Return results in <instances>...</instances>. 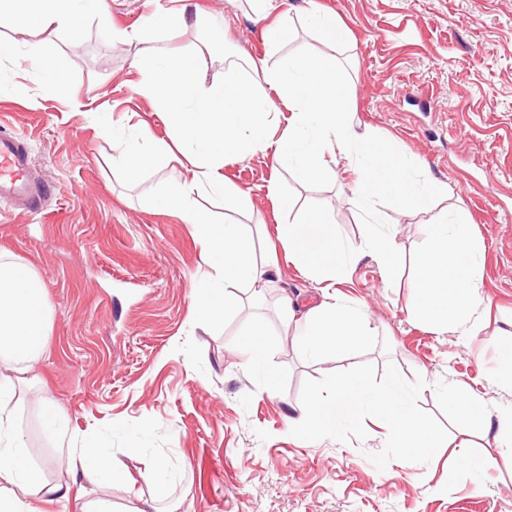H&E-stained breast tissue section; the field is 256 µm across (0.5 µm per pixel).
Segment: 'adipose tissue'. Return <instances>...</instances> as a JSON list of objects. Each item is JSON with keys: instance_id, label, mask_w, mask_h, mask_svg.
<instances>
[{"instance_id": "obj_1", "label": "adipose tissue", "mask_w": 512, "mask_h": 512, "mask_svg": "<svg viewBox=\"0 0 512 512\" xmlns=\"http://www.w3.org/2000/svg\"><path fill=\"white\" fill-rule=\"evenodd\" d=\"M90 18L101 29L113 26L104 0H0V29H26L38 35L21 49L1 51L0 62L20 60L61 76L40 37L80 32ZM184 24L183 13L160 7L149 17L146 32H169ZM146 32H126L117 40L134 50V98L149 102L169 135L157 139L148 122H137L114 145L112 165L132 182L150 163L175 151L184 156L186 164L169 183L164 204L182 223L198 226L202 262L222 283L221 288L195 293L199 310L208 318L223 317L228 304L224 288L260 284L265 273L245 225L215 220L199 203L200 198L213 196L232 200L237 209H249L248 192L231 188L225 180L228 160L241 161L263 150L270 152L275 169L290 168L302 179L314 180L327 161L340 158L354 172L353 187L362 199L388 194L399 205L424 212L431 211L435 198L444 194V186L409 175L408 162L392 141L376 140L369 129L345 119L340 110L343 80L328 59L286 57L273 69L254 64L248 75L229 67L223 82L206 86L200 74L207 66V45L171 53L147 46ZM281 111L289 112L290 118L274 139L269 118ZM306 225L315 230L318 247L305 242ZM281 243L292 261L320 282L348 271L351 251L325 211H310L302 225H289ZM477 265L466 224L434 219L419 274L411 283L415 315L467 322L483 302L475 283ZM373 333L366 313L335 295L310 304L304 316V334L317 353L343 352ZM48 335L40 277L26 264L0 253V363L9 362L15 373L25 374L29 362L45 348ZM14 395L13 379L0 376V512H35L30 504L34 496L49 502L75 500V512H118L111 497L73 498L69 483L41 480L28 468L26 445L15 425ZM64 465L91 484L126 470L122 460L98 448L83 449L67 457Z\"/></svg>"}]
</instances>
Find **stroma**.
<instances>
[{
    "label": "stroma",
    "mask_w": 512,
    "mask_h": 512,
    "mask_svg": "<svg viewBox=\"0 0 512 512\" xmlns=\"http://www.w3.org/2000/svg\"><path fill=\"white\" fill-rule=\"evenodd\" d=\"M106 2L122 31L141 29L158 3L186 7L188 28L156 35L155 44L175 52L210 44L208 83L223 80L241 48L270 68L286 56L336 62L347 116L396 141L413 167L447 185L435 213L471 227L484 303L463 325L416 320L409 282L432 215L379 199L374 213L392 230L399 256L387 270L365 245L372 227L344 160L306 182L274 170L270 154L258 151L224 166L228 182L251 196V210L235 219L262 250L308 208L328 211L354 252L335 289L367 311L375 334L341 354L310 355L296 327L282 323L279 304L287 295L306 307L317 291L284 249L270 298L254 299L244 285L232 290L235 305L223 320L203 319L192 291L213 282L199 230L159 202L183 157L173 154L128 183L113 170L112 141L102 134L145 120L157 138L167 136L150 105L129 97L130 51L91 22L76 42L64 31L45 36L50 54L71 68L82 111H72L42 72L0 65V130L25 136L52 192L39 210L0 209V251L34 268L50 315L47 346L15 390L28 465L44 480H63L67 449H109L125 459L128 477L80 480L74 490L108 495L126 512L146 488L142 475L161 464L174 489L163 512H512V463L488 471L459 465L453 446L468 443L477 460L491 452V438L448 404L476 393L489 410H512L498 357L499 343L512 341V0H317L349 31L336 46L309 27L307 0H287L270 16L293 37L276 48L255 23L252 0ZM273 179L289 210L269 197ZM257 320L268 328L265 362L251 366L240 345L244 325ZM365 362L424 379L419 404L448 433L429 463L393 460L377 469L370 455L389 430L375 418L366 419L362 441L291 435L288 407L299 403L305 380ZM51 403L62 416L60 439L46 429Z\"/></svg>",
    "instance_id": "35a3bbf8"
}]
</instances>
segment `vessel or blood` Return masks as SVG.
I'll list each match as a JSON object with an SVG mask.
<instances>
[{
	"label": "vessel or blood",
	"mask_w": 512,
	"mask_h": 512,
	"mask_svg": "<svg viewBox=\"0 0 512 512\" xmlns=\"http://www.w3.org/2000/svg\"><path fill=\"white\" fill-rule=\"evenodd\" d=\"M50 193L34 172L25 139L0 134V204L22 211L49 200Z\"/></svg>",
	"instance_id": "b4317fda"
}]
</instances>
